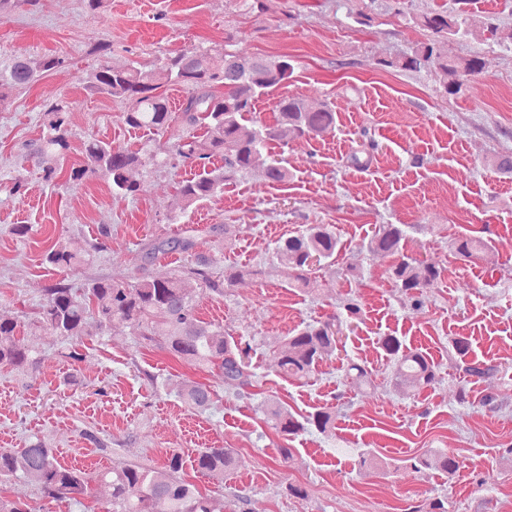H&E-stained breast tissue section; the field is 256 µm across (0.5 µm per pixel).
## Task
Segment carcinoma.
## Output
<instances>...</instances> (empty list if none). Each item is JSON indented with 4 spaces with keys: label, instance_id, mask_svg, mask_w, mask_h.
Listing matches in <instances>:
<instances>
[{
    "label": "carcinoma",
    "instance_id": "carcinoma-1",
    "mask_svg": "<svg viewBox=\"0 0 512 512\" xmlns=\"http://www.w3.org/2000/svg\"><path fill=\"white\" fill-rule=\"evenodd\" d=\"M415 23L431 38L399 53L381 65L401 71H427L435 76L445 93L456 94L463 83L481 71L476 58H449L442 55L437 44L452 36H478L489 33L502 44L512 45V27L499 26L487 19L459 18L446 10H434L415 19ZM60 57H46L36 65L20 56L9 64H0V87H28L37 78L64 66ZM294 66L285 56L248 57L235 52H199L183 49L169 56L159 67L149 70L129 66L115 68L107 58L83 77L84 89L92 95L119 99L128 104L122 113L123 123L131 128L162 132L168 128L170 115L165 96L159 89L166 84H177L187 89L182 103L183 131L172 145L174 160L197 166L201 172L182 182L180 195L187 210L223 191L224 182L241 172L255 167L265 169L273 183L290 179L285 159L271 160L270 142L288 135L292 140L310 141L335 133L336 112L327 104L311 108L300 97L288 96L275 104V123L268 125L254 116L255 100L273 89L288 84ZM453 81H448V76ZM224 93H215L216 86ZM73 103L59 101L46 106L42 115V134L26 144L29 154L41 171V179L58 186L62 169L58 160L70 151V114ZM198 127L205 129L203 137L195 135ZM84 161L67 172L66 183L78 186L93 177H103L112 186L117 197L133 196L138 191L136 174L143 166L142 158L131 152L116 149L112 143L96 137L83 142ZM224 157V169H208L211 158ZM193 229L174 239H156L145 244L143 258L150 260L158 254L187 253L195 247ZM405 230L401 224L375 226L369 241V252L398 257L391 269V278L401 292L422 303L427 289L441 277L442 268L432 260H421L403 253ZM338 240L327 224H311L302 233L277 242L272 249V263L288 279V285L307 288L309 259L317 256L325 261L336 254ZM489 246L480 237L462 236L454 240L455 254L466 260L477 257ZM44 260L67 271L85 262L69 250L65 241L57 238L44 253ZM218 260L198 254L194 261L165 280L144 275L122 278L100 277L82 287L59 282L44 289L45 299L40 305L34 325L49 336H57L70 345L65 354L70 372L67 383H80L76 363L82 361L78 352L84 328L88 321L99 327L115 320L128 323L144 339L159 337L158 346L185 363L198 367L216 366L224 375V383L231 387L248 388L253 385L254 373L249 370V348L241 346L235 337L224 334V327L204 322L197 316L195 300L183 288L186 279H195L211 291H220L214 279ZM309 323L279 342L281 356L279 372L286 378L306 379L319 364L336 351L335 323ZM17 321L0 318V366L35 375L41 365L40 354L25 340L15 336ZM380 348L394 362L397 377L420 389L433 385L437 371L432 361L421 351L412 350L392 335L379 338ZM345 376L360 388L368 383L367 370L357 363L348 364ZM180 399L199 412L210 408L211 390L198 383L185 385ZM266 421L276 431L296 435L313 425L322 433L332 428V415L317 411L301 419L296 418L276 399L269 397L260 404ZM239 463L238 454L231 448H207L193 458V467L220 484L224 474ZM183 456L174 453L162 471L139 465L111 468L97 474V479L112 489V512H157L155 505H166L163 512H213L211 499L200 493L194 484L181 476ZM435 467L448 474L455 473L460 462L448 450L431 451L415 460L412 468ZM34 475L39 480V492L45 498H76L86 496L91 478L76 467L58 463L52 449L38 438H31L19 451L0 449V482L19 475Z\"/></svg>",
    "mask_w": 512,
    "mask_h": 512
}]
</instances>
